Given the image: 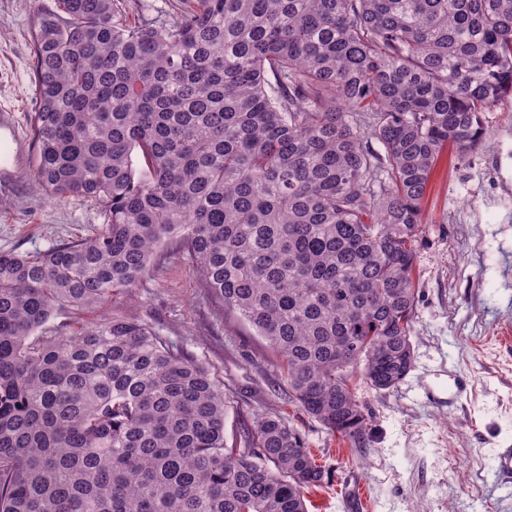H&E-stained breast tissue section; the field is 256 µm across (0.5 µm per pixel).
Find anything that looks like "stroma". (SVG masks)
<instances>
[{
    "instance_id": "stroma-1",
    "label": "stroma",
    "mask_w": 512,
    "mask_h": 512,
    "mask_svg": "<svg viewBox=\"0 0 512 512\" xmlns=\"http://www.w3.org/2000/svg\"><path fill=\"white\" fill-rule=\"evenodd\" d=\"M55 0H0V253L36 254L104 221L91 200L56 205L30 178L35 149L36 7ZM486 137L465 156L446 149L422 203L413 277V365L378 390L350 385L366 419L363 444L330 434L288 401L277 356L254 330L221 312L192 264L169 255L134 292L87 313L134 311L232 380L224 438L239 440L256 416L276 411L302 432L328 479L309 512H512V481L495 452L512 447V97L483 114ZM465 391L452 395L457 375Z\"/></svg>"
}]
</instances>
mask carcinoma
<instances>
[{
	"label": "carcinoma",
	"instance_id": "carcinoma-1",
	"mask_svg": "<svg viewBox=\"0 0 512 512\" xmlns=\"http://www.w3.org/2000/svg\"><path fill=\"white\" fill-rule=\"evenodd\" d=\"M29 177L106 223L0 253V512H308L327 473L276 412L224 445L234 386L149 322L63 319L176 244L356 444L346 368L410 371L421 205L512 96V0H56L30 29ZM182 0H125L129 18L137 16V12L144 11L154 13L156 10L172 14L176 13Z\"/></svg>",
	"mask_w": 512,
	"mask_h": 512
}]
</instances>
